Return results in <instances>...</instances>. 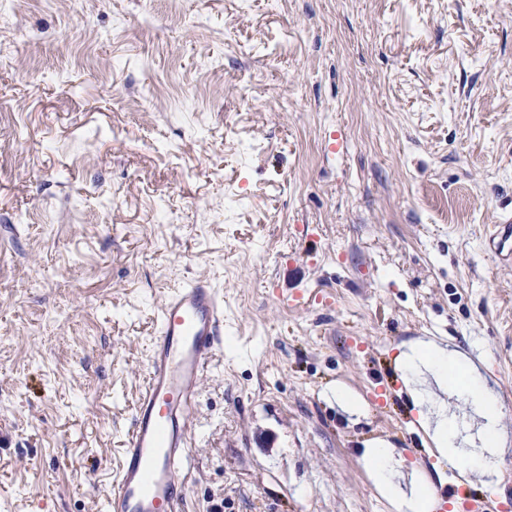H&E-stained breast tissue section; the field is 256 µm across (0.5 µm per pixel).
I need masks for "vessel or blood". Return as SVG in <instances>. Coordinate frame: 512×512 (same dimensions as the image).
Segmentation results:
<instances>
[{
    "label": "vessel or blood",
    "instance_id": "obj_1",
    "mask_svg": "<svg viewBox=\"0 0 512 512\" xmlns=\"http://www.w3.org/2000/svg\"><path fill=\"white\" fill-rule=\"evenodd\" d=\"M224 328V296L208 279L168 293L160 308L145 385L103 512H183L188 421Z\"/></svg>",
    "mask_w": 512,
    "mask_h": 512
}]
</instances>
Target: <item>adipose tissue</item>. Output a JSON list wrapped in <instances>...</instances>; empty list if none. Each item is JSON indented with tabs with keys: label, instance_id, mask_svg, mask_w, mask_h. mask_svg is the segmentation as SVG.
<instances>
[{
	"label": "adipose tissue",
	"instance_id": "obj_1",
	"mask_svg": "<svg viewBox=\"0 0 512 512\" xmlns=\"http://www.w3.org/2000/svg\"><path fill=\"white\" fill-rule=\"evenodd\" d=\"M399 362L403 367L418 373L415 382V401L423 407L422 418L426 425L432 428L435 437L442 445L452 448V455L457 463L475 472L478 476L488 477L495 473L498 466V449L494 442L498 436L499 412L495 396L486 388L480 375H470L466 385L456 386L451 382V373L457 365L453 353L440 348L428 346L418 347L400 353ZM435 380L437 389L441 392L458 395L466 407L483 418L481 432L482 445L478 448H457L453 441L458 434L456 416L446 414L443 407L428 406L427 401L432 395V389L427 386L428 380ZM368 462L373 471L386 481L391 495L400 498L415 507H422L425 490L415 485H406L401 479V472L391 467L383 449L371 448L366 452Z\"/></svg>",
	"mask_w": 512,
	"mask_h": 512
}]
</instances>
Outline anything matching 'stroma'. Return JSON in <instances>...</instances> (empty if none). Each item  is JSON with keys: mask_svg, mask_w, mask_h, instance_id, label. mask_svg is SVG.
<instances>
[{"mask_svg": "<svg viewBox=\"0 0 512 512\" xmlns=\"http://www.w3.org/2000/svg\"><path fill=\"white\" fill-rule=\"evenodd\" d=\"M509 218L512 0H9L0 512H99L162 298L194 277L224 333L185 512H412L374 447L460 484L385 387L423 342L480 357L512 512Z\"/></svg>", "mask_w": 512, "mask_h": 512, "instance_id": "1", "label": "stroma"}]
</instances>
